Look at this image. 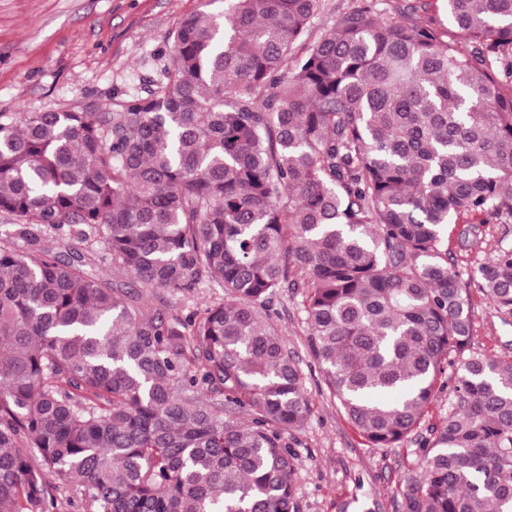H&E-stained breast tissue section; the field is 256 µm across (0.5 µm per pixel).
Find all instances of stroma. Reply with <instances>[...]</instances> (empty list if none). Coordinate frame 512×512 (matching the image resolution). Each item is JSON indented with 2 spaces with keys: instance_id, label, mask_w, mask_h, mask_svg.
Instances as JSON below:
<instances>
[{
  "instance_id": "stroma-1",
  "label": "stroma",
  "mask_w": 512,
  "mask_h": 512,
  "mask_svg": "<svg viewBox=\"0 0 512 512\" xmlns=\"http://www.w3.org/2000/svg\"><path fill=\"white\" fill-rule=\"evenodd\" d=\"M206 0H0V112L107 108L113 97L143 93L171 65L168 35ZM512 223L466 235L448 228L445 246L458 269L492 252ZM224 299L205 283L187 295L148 291V309L182 316ZM476 348L512 360V317L471 291ZM277 324L305 374L312 415L288 437L297 454L299 512H404L401 490L431 425L447 417L452 397L440 389L421 426L397 448L369 447L326 390L307 353L295 299L276 302Z\"/></svg>"
}]
</instances>
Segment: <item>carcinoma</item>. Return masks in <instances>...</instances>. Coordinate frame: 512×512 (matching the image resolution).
Segmentation results:
<instances>
[{"instance_id": "cac0c4a2", "label": "carcinoma", "mask_w": 512, "mask_h": 512, "mask_svg": "<svg viewBox=\"0 0 512 512\" xmlns=\"http://www.w3.org/2000/svg\"><path fill=\"white\" fill-rule=\"evenodd\" d=\"M224 0L169 33L143 95L0 113V512H298L305 375L274 303L371 448L415 431L404 512H512V361L474 347L475 288L512 317V241L472 271L452 223L512 221V0ZM127 278L106 280L90 255ZM224 301L185 317L142 290ZM250 420L239 423L235 415ZM350 3V0H322L321 10L308 34V43L317 40L333 24L336 14L345 11ZM58 485L59 512H89L82 500L77 483L55 481Z\"/></svg>"}]
</instances>
